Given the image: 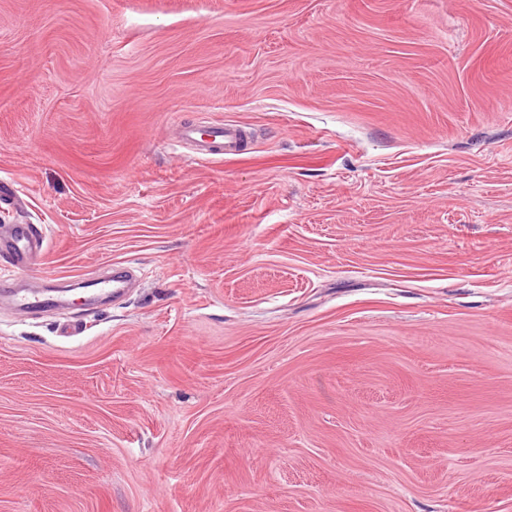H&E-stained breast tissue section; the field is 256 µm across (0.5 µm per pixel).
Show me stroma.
<instances>
[{
    "instance_id": "stroma-1",
    "label": "stroma",
    "mask_w": 512,
    "mask_h": 512,
    "mask_svg": "<svg viewBox=\"0 0 512 512\" xmlns=\"http://www.w3.org/2000/svg\"><path fill=\"white\" fill-rule=\"evenodd\" d=\"M1 180L136 283L0 299V512H512V0H0ZM174 131L179 143L199 147L198 153L206 157L235 155L248 144L247 128L236 122L206 126L180 122ZM11 302L15 311L19 313H31L44 302V293L37 288H30L13 292Z\"/></svg>"
}]
</instances>
